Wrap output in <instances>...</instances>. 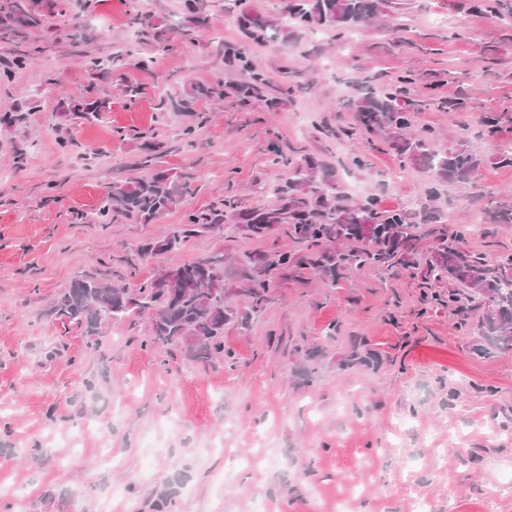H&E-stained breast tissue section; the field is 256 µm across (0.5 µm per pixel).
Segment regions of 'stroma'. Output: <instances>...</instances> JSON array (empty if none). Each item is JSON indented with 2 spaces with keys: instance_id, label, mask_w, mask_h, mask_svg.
Instances as JSON below:
<instances>
[{
  "instance_id": "1",
  "label": "stroma",
  "mask_w": 512,
  "mask_h": 512,
  "mask_svg": "<svg viewBox=\"0 0 512 512\" xmlns=\"http://www.w3.org/2000/svg\"><path fill=\"white\" fill-rule=\"evenodd\" d=\"M504 2L493 21L480 0H396L358 28L350 50L331 28L241 42V12L275 20L281 0H198L206 23L197 28L184 0H79L69 21L45 10L38 26L0 39V63L28 57L0 83V116L33 104L24 124L0 123V512H96L112 488L127 501L113 512H414L421 497L429 512H512V495L494 492L497 473L512 472V350L480 352L483 299L470 303L464 325L455 306L423 307L421 269H353L334 282L304 270L277 276L271 303L253 313L251 257L292 249L288 238L257 242L227 224L172 254L137 253L186 212L223 198L226 181L243 205L273 203L274 184L288 177L269 163L280 147L314 158L352 200L408 213L424 245L432 212L489 263L512 255V224L492 219L500 192L512 191V167L496 160L498 146L512 144V0ZM133 12L157 39L139 41ZM226 42L293 93L248 112L230 98L195 101L206 122L186 151L188 116L157 105L194 84L235 80ZM128 44L153 58L149 70L113 64ZM86 53L103 61L96 74L81 64ZM406 74L419 107L413 132L433 129L435 150L462 142L482 159L475 179L445 183L434 198L425 194L432 173L366 133L347 105L365 85ZM125 80L143 88L136 105L122 96ZM90 83L110 101L98 120L72 111ZM456 97L467 111L439 108ZM489 117L499 121L492 143L482 136ZM152 140L163 144L158 168L187 175L190 193L151 224L91 223L113 184L144 176L139 161ZM356 152L363 167L351 163ZM211 256L223 258L226 300L242 315L211 362L153 345L145 314L90 336L54 312L74 277L132 288L160 266ZM360 343L368 365L345 366ZM227 448L262 462L231 468ZM412 453L431 464L406 487L401 460Z\"/></svg>"
}]
</instances>
